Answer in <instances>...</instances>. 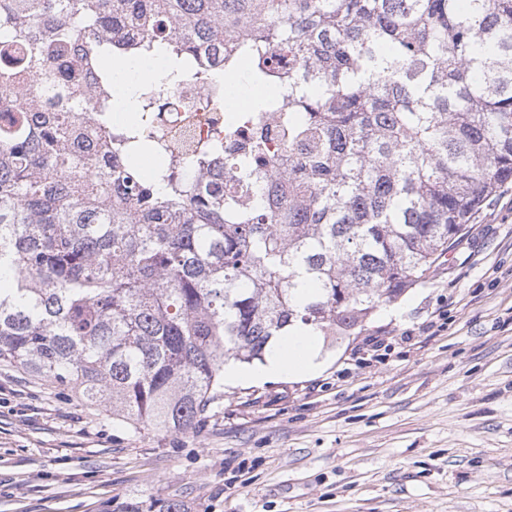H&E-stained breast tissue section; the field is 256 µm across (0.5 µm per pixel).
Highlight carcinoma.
<instances>
[{
  "label": "carcinoma",
  "mask_w": 512,
  "mask_h": 512,
  "mask_svg": "<svg viewBox=\"0 0 512 512\" xmlns=\"http://www.w3.org/2000/svg\"><path fill=\"white\" fill-rule=\"evenodd\" d=\"M202 40L285 94L250 108L229 185L208 172L219 142L145 182L130 148L149 129L110 127L109 62L161 48L185 63L167 87L213 84ZM0 88V363L133 433L195 431L224 363L299 322L363 326L512 182V0H0Z\"/></svg>",
  "instance_id": "1"
}]
</instances>
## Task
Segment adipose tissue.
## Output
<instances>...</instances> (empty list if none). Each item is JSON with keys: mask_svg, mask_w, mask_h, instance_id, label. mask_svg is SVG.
I'll return each mask as SVG.
<instances>
[{"mask_svg": "<svg viewBox=\"0 0 512 512\" xmlns=\"http://www.w3.org/2000/svg\"><path fill=\"white\" fill-rule=\"evenodd\" d=\"M112 97L117 118L133 122L136 113L132 101L136 80L159 78L167 68L165 61L157 59L136 62L130 59H112ZM324 361L309 327L296 325L289 336L276 340L263 362L250 369L229 362L224 366V382L230 386L258 384L270 379L288 377L301 379L318 374Z\"/></svg>", "mask_w": 512, "mask_h": 512, "instance_id": "obj_1", "label": "adipose tissue"}]
</instances>
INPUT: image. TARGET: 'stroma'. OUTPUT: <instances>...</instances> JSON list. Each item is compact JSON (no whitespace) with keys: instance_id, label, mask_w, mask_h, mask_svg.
Listing matches in <instances>:
<instances>
[{"instance_id":"35a3bbf8","label":"stroma","mask_w":512,"mask_h":512,"mask_svg":"<svg viewBox=\"0 0 512 512\" xmlns=\"http://www.w3.org/2000/svg\"><path fill=\"white\" fill-rule=\"evenodd\" d=\"M317 375L224 389L196 431L133 435L0 366V512H512V184Z\"/></svg>"}]
</instances>
